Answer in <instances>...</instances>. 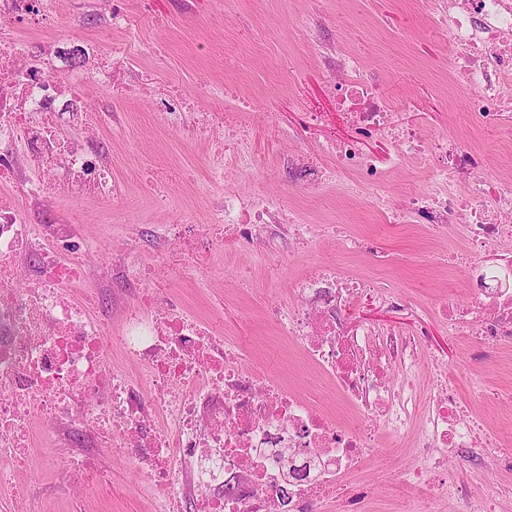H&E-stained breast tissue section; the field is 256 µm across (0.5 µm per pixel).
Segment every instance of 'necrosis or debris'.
Returning <instances> with one entry per match:
<instances>
[{
    "instance_id": "obj_1",
    "label": "necrosis or debris",
    "mask_w": 512,
    "mask_h": 512,
    "mask_svg": "<svg viewBox=\"0 0 512 512\" xmlns=\"http://www.w3.org/2000/svg\"><path fill=\"white\" fill-rule=\"evenodd\" d=\"M52 0H0V181L25 198L42 201L63 176L102 208L121 194L95 144H65L58 131L88 123L86 87H112V69L92 66L90 50L70 48L61 36L20 38L18 29L51 25ZM429 25L449 44L454 82L468 91L469 116L480 127L500 125L512 113V0H441ZM332 89L351 103L350 120L363 133L395 149V162L425 169L422 189L390 207L387 174L358 140L329 144L332 166L296 154L290 169L311 185L336 183L350 195L367 192L388 223L421 218L434 237L461 232L469 260L464 303L440 300L437 315L479 343L512 340V177L485 191L479 150L460 139L424 137L396 121V100L368 86L357 57L330 59ZM248 101L224 93V109L202 114L191 134H218L224 168L253 163L243 119ZM210 223L232 226L238 240L257 230L288 240H329L328 226L297 223L263 192L225 190ZM38 256L39 279L23 275V261ZM117 264L136 288L121 327L106 330L72 288L94 275L90 257ZM152 270L103 255L76 221L36 224L27 212L0 203V488L14 484L32 446L33 421L54 436L73 433L105 440L114 456L131 460L137 488L155 512H178L192 500L195 512H315L335 500L336 512H495L501 493L469 491L448 471V454L466 450L474 465L512 470V454L477 421L461 416L448 370L426 356L420 338L395 330L350 324L359 299L393 307L398 297L364 278L343 280L334 266L318 265L298 278L295 303L277 313L280 335L336 390L343 419L298 395L286 384L251 369L224 349L221 312L204 321L161 308ZM119 348L144 367L148 393L112 368ZM406 448L412 464L400 472L387 504L361 475L389 441Z\"/></svg>"
}]
</instances>
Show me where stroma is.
I'll return each mask as SVG.
<instances>
[{
    "label": "stroma",
    "mask_w": 512,
    "mask_h": 512,
    "mask_svg": "<svg viewBox=\"0 0 512 512\" xmlns=\"http://www.w3.org/2000/svg\"><path fill=\"white\" fill-rule=\"evenodd\" d=\"M115 0H54L60 28L43 38L67 34L73 41L105 47L132 44L133 60L114 65L111 91H86L88 106L119 114L123 126L106 123L95 135L106 141L112 178L122 189L111 210L57 187L48 205L30 204L34 223L46 214L63 219L79 216L85 232L115 254L130 249L132 261L153 265L159 252L177 257L176 244L160 245L154 229L191 212L194 235L209 233L208 216L225 189L262 190L279 206L295 211L305 224H343L373 239L389 259L382 268L372 255L353 259L338 246L304 249L281 240L237 241L225 237L214 244L208 275L171 282L186 315L202 318L212 303L224 304V339L246 349V361L314 397L331 414L339 407L333 388L314 370L302 366L296 347L276 333L270 314L295 301L294 278L311 266L333 262L346 277H368L379 287L403 295L401 306L387 308L360 299L347 314L349 322H366L421 337L426 353L448 367L451 383L470 413L490 421L501 442L512 446V343L479 345L449 334L435 315L440 298L468 300L466 277L434 272L421 262L426 235L419 224H388L367 200L342 197L333 185L308 186L289 178L284 159L300 151L341 139H359L365 153L389 165L391 147L381 138L362 134L336 106L328 72L320 59L325 45L353 53L365 76L391 96L411 99L398 111L402 124L422 123L431 137L456 135L477 144L483 164L495 175L512 168V119L493 130L473 126L465 117L466 93L447 88L450 50L426 29L421 0H122L132 21L124 30L106 23ZM211 80L240 87L249 94L250 151L261 159L219 181L210 173L215 153L211 141L187 140L182 128L195 113H183L179 126L162 122L155 101L168 91H193ZM164 184L170 203L158 208L149 184ZM246 267L251 287L241 291L233 267ZM74 454L65 445L49 447L46 432L34 435L31 455L16 489H0V512H10L16 493H24L30 512H155L152 500L137 491L138 475L125 460L101 451L98 465L108 476L92 488L69 469ZM411 463L403 449L387 446L370 465L379 498H386L399 472Z\"/></svg>",
    "instance_id": "1"
}]
</instances>
